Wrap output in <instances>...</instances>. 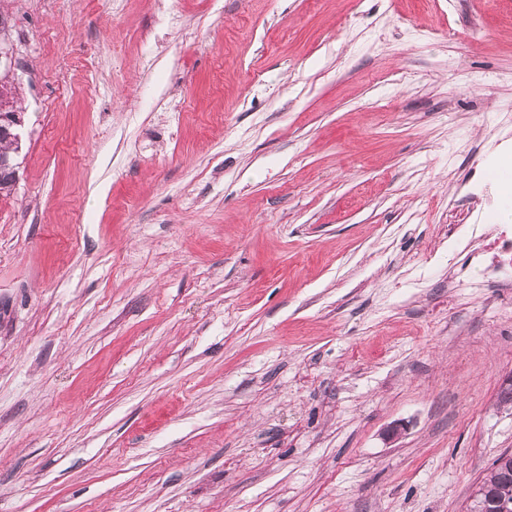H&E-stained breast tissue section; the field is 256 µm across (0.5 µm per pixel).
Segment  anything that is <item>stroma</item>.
I'll return each instance as SVG.
<instances>
[{
    "label": "stroma",
    "instance_id": "stroma-1",
    "mask_svg": "<svg viewBox=\"0 0 512 512\" xmlns=\"http://www.w3.org/2000/svg\"><path fill=\"white\" fill-rule=\"evenodd\" d=\"M0 12V512H467L512 453V0ZM6 109L7 107L4 106L0 110V129L4 135L8 136V139L19 144L21 142L20 130L24 124L23 119L17 109L5 111Z\"/></svg>",
    "mask_w": 512,
    "mask_h": 512
}]
</instances>
